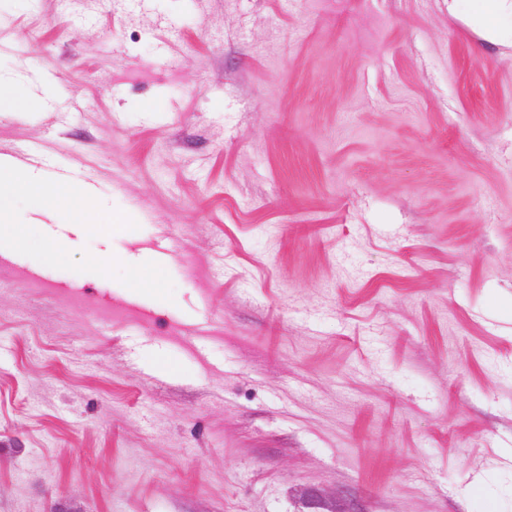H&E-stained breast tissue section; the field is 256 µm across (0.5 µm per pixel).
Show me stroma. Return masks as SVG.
<instances>
[{
	"label": "stroma",
	"instance_id": "obj_1",
	"mask_svg": "<svg viewBox=\"0 0 512 512\" xmlns=\"http://www.w3.org/2000/svg\"><path fill=\"white\" fill-rule=\"evenodd\" d=\"M470 0H0V155L173 301L0 266V512H512V46ZM305 496L317 508H322L326 502L336 503L337 501L343 505L344 512H364L356 498H352L342 492L336 491L332 494H325L320 491L309 490L305 492Z\"/></svg>",
	"mask_w": 512,
	"mask_h": 512
}]
</instances>
